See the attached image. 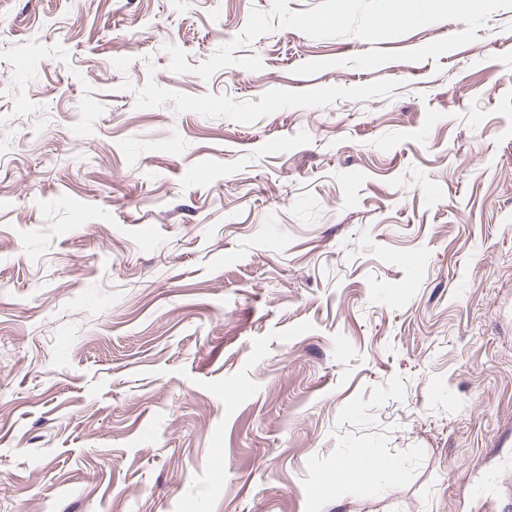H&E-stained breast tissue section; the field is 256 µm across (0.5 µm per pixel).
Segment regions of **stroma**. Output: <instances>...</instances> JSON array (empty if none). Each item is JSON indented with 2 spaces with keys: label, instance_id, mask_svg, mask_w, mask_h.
<instances>
[{
  "label": "stroma",
  "instance_id": "35a3bbf8",
  "mask_svg": "<svg viewBox=\"0 0 512 512\" xmlns=\"http://www.w3.org/2000/svg\"><path fill=\"white\" fill-rule=\"evenodd\" d=\"M271 5L0 0V512H512V9Z\"/></svg>",
  "mask_w": 512,
  "mask_h": 512
}]
</instances>
